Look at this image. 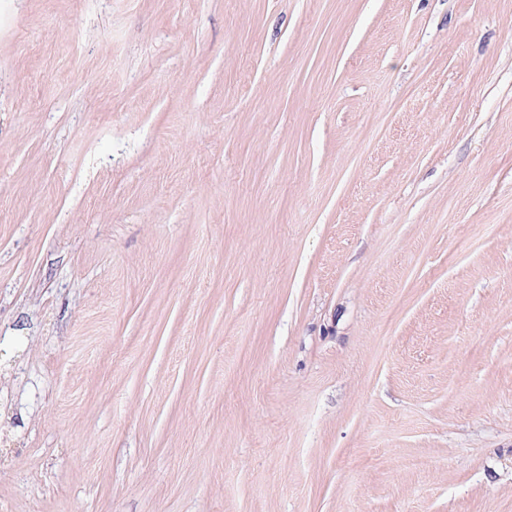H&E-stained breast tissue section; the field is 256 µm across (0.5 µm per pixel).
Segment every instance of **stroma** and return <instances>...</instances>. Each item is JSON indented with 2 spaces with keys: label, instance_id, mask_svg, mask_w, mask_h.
I'll return each mask as SVG.
<instances>
[{
  "label": "stroma",
  "instance_id": "35a3bbf8",
  "mask_svg": "<svg viewBox=\"0 0 512 512\" xmlns=\"http://www.w3.org/2000/svg\"><path fill=\"white\" fill-rule=\"evenodd\" d=\"M0 512H512V0H0Z\"/></svg>",
  "mask_w": 512,
  "mask_h": 512
}]
</instances>
